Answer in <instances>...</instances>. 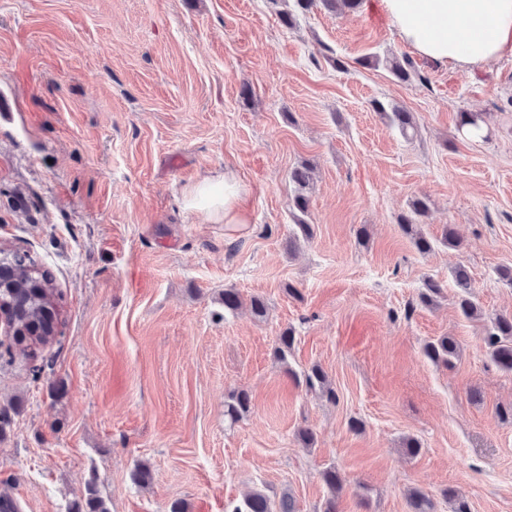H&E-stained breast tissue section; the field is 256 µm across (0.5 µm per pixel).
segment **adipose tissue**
<instances>
[{
	"label": "adipose tissue",
	"instance_id": "adipose-tissue-1",
	"mask_svg": "<svg viewBox=\"0 0 512 512\" xmlns=\"http://www.w3.org/2000/svg\"><path fill=\"white\" fill-rule=\"evenodd\" d=\"M399 39L419 55L468 75L491 71L512 54V0H382ZM243 187L232 172L197 183L185 198L192 210L242 224Z\"/></svg>",
	"mask_w": 512,
	"mask_h": 512
}]
</instances>
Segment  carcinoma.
<instances>
[{
    "mask_svg": "<svg viewBox=\"0 0 512 512\" xmlns=\"http://www.w3.org/2000/svg\"><path fill=\"white\" fill-rule=\"evenodd\" d=\"M331 12H354L360 7V0H294L296 10L304 13L316 4ZM391 74L401 82H408L418 75L411 59L405 57L401 60L394 58L387 61ZM377 110L384 113L390 123L402 134L406 135L415 130L416 125L413 114L402 107L395 106L391 111H385L382 105ZM290 181L295 186L294 208L302 214L307 213L309 199L304 190L312 181V169L303 164L295 167L290 173ZM429 207L423 198H416L409 204L407 213L399 216L402 230L411 237L415 249L426 254L434 249L433 239L427 237L419 229V218L426 215ZM0 269L9 274V282L0 288V312L7 319V323L26 330L34 329L45 332L38 337L37 342L26 343L24 337L17 336L15 341L25 344L29 349L28 355L35 354V346L45 344L50 336L57 331L55 318L54 289L47 273L39 271L27 256L15 254L12 257L0 259ZM442 293L440 285L427 280L419 293V300L425 306L432 305ZM457 308L467 319L478 316V306L469 294L458 296ZM480 340L488 350L494 364L504 372L512 373V316H498L490 328L486 329ZM424 354L435 363L449 365L457 358L460 352L459 344L452 336H441L424 345ZM306 384L313 388L319 387L322 393L330 400L336 399L335 391L327 383L326 376L320 367L314 366L305 374ZM249 394L237 391L231 394L229 400L224 402V416L235 422L250 408ZM322 478L330 496L325 500L322 512H336V492L341 489V480L334 468L322 473ZM411 512H432L431 499L421 490H414L409 497ZM229 512H295L294 503L290 496L280 500L279 508H273L270 498L260 490L249 494L242 504L232 506Z\"/></svg>",
    "mask_w": 512,
    "mask_h": 512,
    "instance_id": "1",
    "label": "carcinoma"
}]
</instances>
